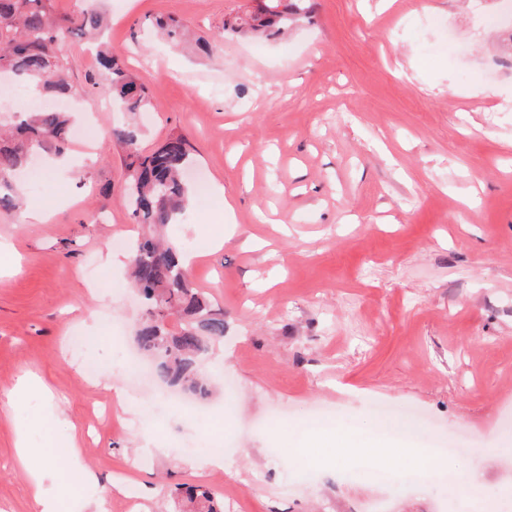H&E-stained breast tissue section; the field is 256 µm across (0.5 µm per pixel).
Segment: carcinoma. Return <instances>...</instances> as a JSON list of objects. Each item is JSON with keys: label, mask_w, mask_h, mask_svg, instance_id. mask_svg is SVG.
Wrapping results in <instances>:
<instances>
[{"label": "carcinoma", "mask_w": 512, "mask_h": 512, "mask_svg": "<svg viewBox=\"0 0 512 512\" xmlns=\"http://www.w3.org/2000/svg\"><path fill=\"white\" fill-rule=\"evenodd\" d=\"M310 0H263L256 13L224 24L235 33L246 29L262 37L271 30L310 14ZM100 13L58 15L53 0H0V68L14 77L34 82L46 96L73 94L68 61L60 46L75 36H85L103 26ZM99 70L106 76L111 98L126 112H144L145 89L119 64L111 51L98 54ZM70 118L60 110L18 112L9 132L0 130V209L9 211L19 203L9 178L22 168L34 149L61 153L68 143ZM112 140L126 147L128 177L125 202L136 223L163 228L174 223L187 209L189 190L182 180L191 164V144L184 135H173L156 151L143 154L137 148L138 131L133 126L114 127ZM134 287L144 295L147 318L136 340L139 349L157 360L160 379L167 385L184 387L202 396L209 388L196 369V358L224 337V313L193 285L179 261L178 248L163 245L152 235H138L130 247ZM181 319L172 334L168 319ZM177 494L188 512H223L214 494L205 488L179 485Z\"/></svg>", "instance_id": "carcinoma-1"}]
</instances>
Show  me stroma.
I'll list each match as a JSON object with an SVG mask.
<instances>
[{
	"instance_id": "1",
	"label": "stroma",
	"mask_w": 512,
	"mask_h": 512,
	"mask_svg": "<svg viewBox=\"0 0 512 512\" xmlns=\"http://www.w3.org/2000/svg\"><path fill=\"white\" fill-rule=\"evenodd\" d=\"M260 2L103 0L107 42L150 102L135 116L107 110L83 39L64 46L76 117L98 136L71 131L69 170L36 156L13 182L22 207L0 211L14 256L0 268V512H34L22 431L36 448L76 441L108 512H125L118 472L142 512H180L178 484L206 486L224 512H367L377 498L391 512H481L486 497L512 512V0H312L311 19L278 36L225 33ZM159 17L194 40L160 37ZM124 123L144 153L185 134L209 187L167 230L224 312L198 362L209 420L126 380L145 305L110 135ZM27 372L47 393L7 404ZM108 380L123 402L102 422ZM376 401L391 421L371 415ZM223 433V469L194 468ZM441 436L467 446L452 470L409 459L391 485L370 478L387 468L365 459L370 440ZM485 440L494 453L474 458Z\"/></svg>"
}]
</instances>
